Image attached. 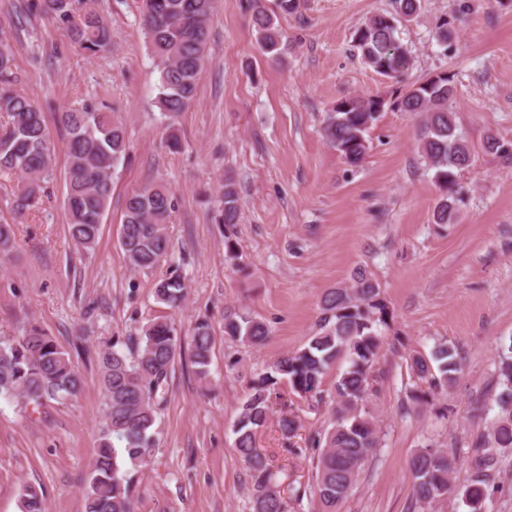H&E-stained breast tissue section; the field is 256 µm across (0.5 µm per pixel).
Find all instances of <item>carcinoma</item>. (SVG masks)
I'll use <instances>...</instances> for the list:
<instances>
[{
  "instance_id": "1",
  "label": "carcinoma",
  "mask_w": 512,
  "mask_h": 512,
  "mask_svg": "<svg viewBox=\"0 0 512 512\" xmlns=\"http://www.w3.org/2000/svg\"><path fill=\"white\" fill-rule=\"evenodd\" d=\"M78 0H41L39 7L65 25L71 39L90 56L112 48V28L91 7L78 12ZM215 0H141L140 19L147 48L158 72L156 104L166 120L169 146L181 149L176 122L195 100L198 79L206 62L209 21ZM251 25L265 54L279 56L281 32L274 17L252 0ZM420 0H393V11L370 17L354 34L361 59L376 73L394 79L410 65V54L399 37L402 21L419 10ZM21 75L9 44L0 41V173L17 176L10 209L14 217L43 193L42 182L52 169L44 112L17 86ZM453 76L432 75L391 100L355 95L339 99L323 128L327 143L351 166L359 165L368 150V134L381 112L392 108L423 116L421 153L441 190L433 218L437 224H453L465 204L458 184L461 173L476 161L478 151L459 132L450 102L455 97ZM58 120L68 130L65 145L64 204L67 226L74 245L93 250L101 237L102 221L112 198V175L130 151L126 127L110 112L85 105L61 112ZM482 150L511 157L512 149L495 135L486 136ZM175 208L174 194L163 185L147 184L127 197L118 243L128 265L138 271L166 261L170 244L167 224ZM240 220L235 184L224 181L212 223L224 226L225 256L239 258L233 228ZM13 224L0 221V263L13 247ZM186 285L174 275L158 282L156 302L175 309L185 298ZM389 307L379 286L364 270L355 273L349 286L333 288L321 299L316 332L307 343L279 357L270 371L252 385L233 426L235 448L247 465L254 486V512H286L256 434L272 411L273 395L286 380L291 391L309 405L323 400V380L339 360L347 367L334 388L335 421L318 440L315 493L322 512H338L348 496L360 467L379 444L377 424L366 410L373 368L380 348V327L389 326ZM224 335L260 345L268 338L264 321L239 312L224 313ZM180 336L166 315H158L142 329L135 349L124 352L114 346L99 352L98 363L105 406V422L89 477L84 512H134L133 476L126 466L143 467L157 444V410L165 394ZM212 349L211 328L202 320L195 325L192 356L200 376H207ZM411 368L419 379L435 389L448 390L461 372L456 349L440 344L430 357L415 356ZM498 377L503 386L490 436L498 448L512 446V359L500 361ZM83 379L70 354L35 325L18 338L0 339V400L16 401L31 413L47 402L78 395ZM472 471L463 490L469 512H483L489 487L494 482L497 458L488 443L476 445L462 461L441 448L417 450L409 459L413 497L430 504L447 495L460 464ZM21 512H44L43 492L24 489Z\"/></svg>"
}]
</instances>
